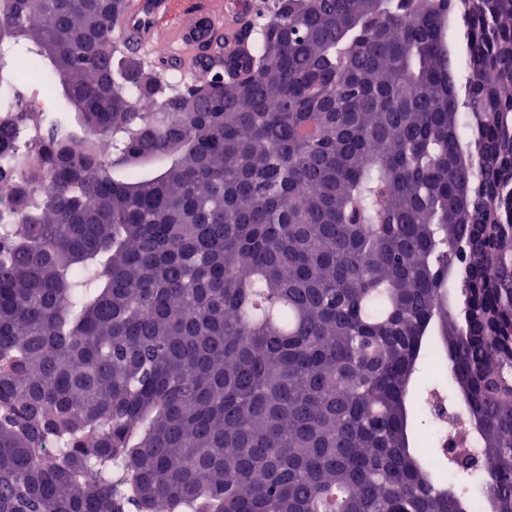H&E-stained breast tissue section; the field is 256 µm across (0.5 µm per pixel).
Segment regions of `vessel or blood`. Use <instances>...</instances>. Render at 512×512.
Here are the masks:
<instances>
[{
    "label": "vessel or blood",
    "instance_id": "b4317fda",
    "mask_svg": "<svg viewBox=\"0 0 512 512\" xmlns=\"http://www.w3.org/2000/svg\"><path fill=\"white\" fill-rule=\"evenodd\" d=\"M253 8V0H130L119 32L127 47L137 54L157 38H164L166 60L197 76L206 68L201 22L223 31L224 50L231 53L238 46V20L250 15Z\"/></svg>",
    "mask_w": 512,
    "mask_h": 512
}]
</instances>
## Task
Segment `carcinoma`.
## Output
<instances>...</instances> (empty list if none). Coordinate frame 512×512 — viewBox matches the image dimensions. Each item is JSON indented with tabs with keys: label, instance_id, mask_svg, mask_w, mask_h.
<instances>
[{
	"label": "carcinoma",
	"instance_id": "1",
	"mask_svg": "<svg viewBox=\"0 0 512 512\" xmlns=\"http://www.w3.org/2000/svg\"><path fill=\"white\" fill-rule=\"evenodd\" d=\"M127 2L0 0L58 101L0 119V512H512V0H273L180 84ZM435 403H437L438 406L443 408L445 413H447V416H448V410L455 414L454 427L451 432L448 431V419L447 420L444 419V421L441 422L442 431L445 435L446 441L449 440L452 448L454 449V451L456 453L472 452L473 447H472L471 442L468 440V438L460 436V433L458 434V432H460L462 430L461 424H460V416L457 413L455 408L448 407V396L435 398Z\"/></svg>",
	"mask_w": 512,
	"mask_h": 512
}]
</instances>
